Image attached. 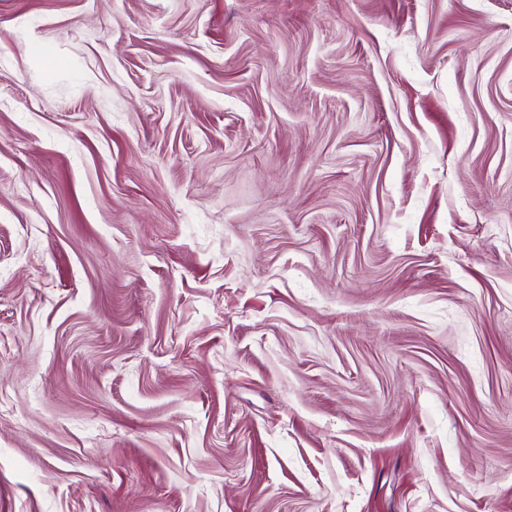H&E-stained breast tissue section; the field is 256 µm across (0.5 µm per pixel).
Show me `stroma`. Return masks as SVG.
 I'll list each match as a JSON object with an SVG mask.
<instances>
[{
    "label": "stroma",
    "mask_w": 512,
    "mask_h": 512,
    "mask_svg": "<svg viewBox=\"0 0 512 512\" xmlns=\"http://www.w3.org/2000/svg\"><path fill=\"white\" fill-rule=\"evenodd\" d=\"M0 512H512V0H0Z\"/></svg>",
    "instance_id": "35a3bbf8"
}]
</instances>
